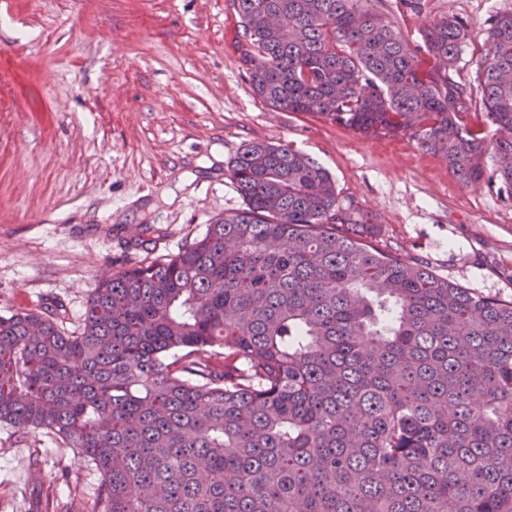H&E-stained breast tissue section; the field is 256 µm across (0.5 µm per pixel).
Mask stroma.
Wrapping results in <instances>:
<instances>
[{
  "instance_id": "1",
  "label": "stroma",
  "mask_w": 512,
  "mask_h": 512,
  "mask_svg": "<svg viewBox=\"0 0 512 512\" xmlns=\"http://www.w3.org/2000/svg\"><path fill=\"white\" fill-rule=\"evenodd\" d=\"M382 10L413 43L451 15L478 42L512 0ZM238 21L233 0H0V314L59 305L75 330L100 278L242 208L228 166L250 141L327 169L380 224L381 249L512 298V195L463 185L410 137L271 107L245 76ZM98 482L51 431L0 423V512H88Z\"/></svg>"
}]
</instances>
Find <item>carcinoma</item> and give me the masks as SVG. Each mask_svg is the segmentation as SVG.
<instances>
[{"label":"carcinoma","instance_id":"1","mask_svg":"<svg viewBox=\"0 0 512 512\" xmlns=\"http://www.w3.org/2000/svg\"><path fill=\"white\" fill-rule=\"evenodd\" d=\"M234 3L267 104L407 135L465 184L491 158L512 191V12L471 85L457 16L414 45L381 0ZM230 172L244 207L100 280L76 332L0 315V423L94 465L90 512H512V299L380 249L288 146L250 141Z\"/></svg>","mask_w":512,"mask_h":512}]
</instances>
